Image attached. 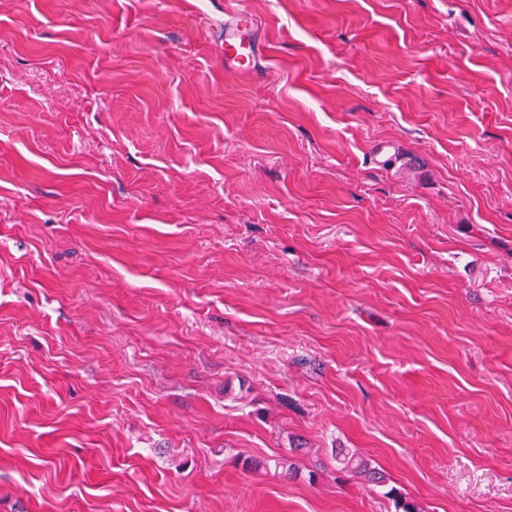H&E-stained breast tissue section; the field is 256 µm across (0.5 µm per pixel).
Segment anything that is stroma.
I'll use <instances>...</instances> for the list:
<instances>
[{
  "label": "stroma",
  "mask_w": 512,
  "mask_h": 512,
  "mask_svg": "<svg viewBox=\"0 0 512 512\" xmlns=\"http://www.w3.org/2000/svg\"><path fill=\"white\" fill-rule=\"evenodd\" d=\"M391 487L512 512V0H0V512ZM254 25L251 14L239 11L232 24L224 29V57L243 69H251L258 55V46L251 37Z\"/></svg>",
  "instance_id": "1"
}]
</instances>
